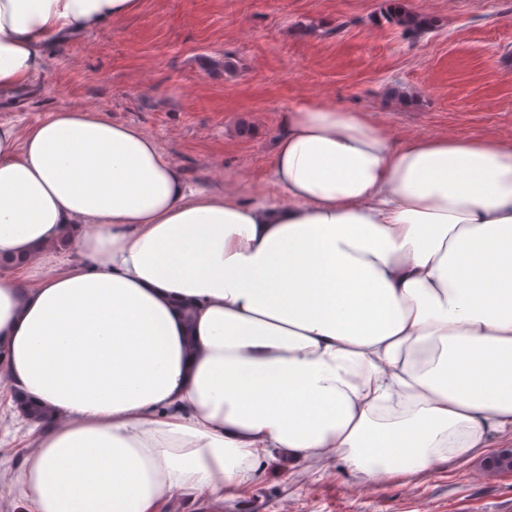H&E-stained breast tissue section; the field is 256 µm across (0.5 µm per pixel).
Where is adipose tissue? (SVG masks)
Segmentation results:
<instances>
[{"label":"adipose tissue","instance_id":"ef3b65f1","mask_svg":"<svg viewBox=\"0 0 512 512\" xmlns=\"http://www.w3.org/2000/svg\"><path fill=\"white\" fill-rule=\"evenodd\" d=\"M141 0H0V96ZM270 181L191 189L157 141L69 109L0 122V376L42 411L30 512L222 501L336 455L376 484L512 429V139L397 140L319 99Z\"/></svg>","mask_w":512,"mask_h":512}]
</instances>
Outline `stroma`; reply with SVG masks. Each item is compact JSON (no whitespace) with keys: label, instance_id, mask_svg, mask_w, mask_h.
<instances>
[{"label":"stroma","instance_id":"35a3bbf8","mask_svg":"<svg viewBox=\"0 0 512 512\" xmlns=\"http://www.w3.org/2000/svg\"><path fill=\"white\" fill-rule=\"evenodd\" d=\"M435 18L413 38L386 0H142L136 15L48 50L32 92L0 100L18 130L91 109L152 136L195 188L269 185L282 112L303 99L368 111L399 140L512 139V0H401ZM0 384V512H26L11 478L32 439ZM486 450V449H485ZM484 449L382 486L332 458L270 465L220 512H512V475Z\"/></svg>","mask_w":512,"mask_h":512}]
</instances>
